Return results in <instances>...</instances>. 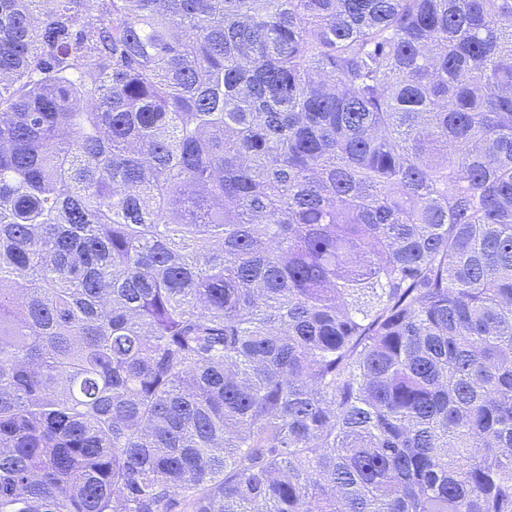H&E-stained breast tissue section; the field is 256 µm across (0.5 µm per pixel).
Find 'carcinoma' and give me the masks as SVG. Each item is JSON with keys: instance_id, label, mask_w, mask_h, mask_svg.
<instances>
[{"instance_id": "obj_1", "label": "carcinoma", "mask_w": 512, "mask_h": 512, "mask_svg": "<svg viewBox=\"0 0 512 512\" xmlns=\"http://www.w3.org/2000/svg\"><path fill=\"white\" fill-rule=\"evenodd\" d=\"M0 512H512V0H0Z\"/></svg>"}]
</instances>
